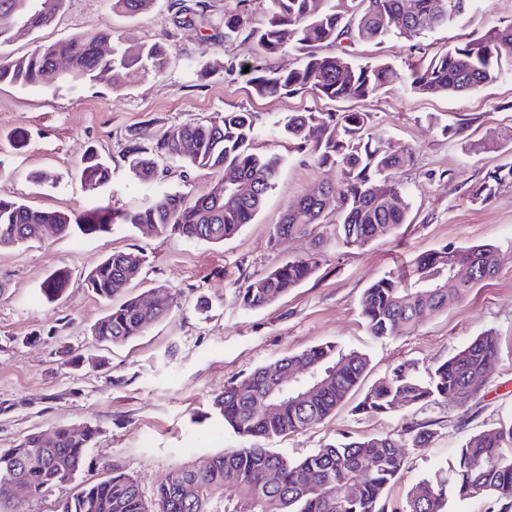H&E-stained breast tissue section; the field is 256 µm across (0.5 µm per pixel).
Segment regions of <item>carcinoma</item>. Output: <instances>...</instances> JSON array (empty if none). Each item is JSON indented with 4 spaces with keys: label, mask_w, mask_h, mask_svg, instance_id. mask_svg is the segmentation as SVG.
Segmentation results:
<instances>
[{
    "label": "carcinoma",
    "mask_w": 512,
    "mask_h": 512,
    "mask_svg": "<svg viewBox=\"0 0 512 512\" xmlns=\"http://www.w3.org/2000/svg\"><path fill=\"white\" fill-rule=\"evenodd\" d=\"M155 0H112V10L136 16ZM261 26L247 25L241 12L224 14V37L253 40L262 56L292 49L300 64L288 70L252 67L251 83L259 95L309 91L332 101L365 100L384 86L402 81L420 95H466L512 72V23L494 26L462 46L433 55L419 67L401 73L388 63L359 65L343 42L382 41L395 36L420 38L473 10L479 0H269ZM178 14L202 16L208 0H172ZM63 0H0V46L18 30L37 31L54 25ZM112 31L100 30L42 44L22 57L0 58V84L41 86L47 90L94 84L115 71L127 75L152 69L162 72L164 46L136 49L112 45ZM338 51L323 55L319 49ZM366 112H292L275 122L282 138L299 142L318 164L336 169L327 193L336 198L341 219L336 236L346 247L361 248L379 238H396L407 223L410 203L398 173L413 163L409 149L394 150L372 138ZM256 117L248 111L226 112L206 122H186L164 130L146 148L131 135L125 158L134 178L145 185L161 180L169 165L208 169L217 177L196 195L162 192L134 211L98 206L82 214L30 207L0 199V246L32 237L62 238L73 233H112L117 224L148 225L159 236L221 242L252 223L275 189L283 165L278 154L254 151ZM111 171L90 150L78 176L90 190L108 183ZM512 183V163L497 167L472 191L473 202H486L498 186ZM324 199L306 196L284 213L274 238L311 235L322 223ZM498 256L490 244L444 248L420 256L408 270L388 272L363 292L361 315L371 335L402 336L420 322L448 309V299L463 298L496 273ZM466 267L470 277L456 279L452 269ZM143 258L114 251L86 278L87 288L111 302L91 327L97 343L123 345L165 318L173 297L156 286L114 303L117 283L139 280ZM318 268L317 254L277 265L248 281L235 294L245 309L265 308L309 279ZM69 285L65 270L52 272L40 293L47 299ZM497 337L483 333L451 358L420 375L413 360L392 369L368 389L354 410L392 414L452 402L459 408L478 399L485 372L498 357ZM311 368L319 381L310 394L301 388L275 390L279 374ZM368 367L367 355L329 342L259 367L238 383L224 387L212 401L224 426L248 442L194 470H177L158 489V512H450L453 500L480 499L486 512H512V420L464 438L454 457L419 480L403 505L388 509L387 487L400 478L404 449L425 448L434 438L427 422L411 421L386 435L353 438L300 458L266 448L262 442L306 430L332 415L357 391ZM98 434L88 424L78 432L58 427L52 441L40 432L0 451V512L17 496L39 498L75 479L87 448ZM235 489L228 496L225 490ZM55 512H148L135 479L118 468L104 479L79 484L57 502Z\"/></svg>",
    "instance_id": "cac0c4a2"
}]
</instances>
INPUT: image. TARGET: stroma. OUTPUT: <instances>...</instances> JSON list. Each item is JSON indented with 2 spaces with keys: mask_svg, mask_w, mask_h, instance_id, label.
<instances>
[{
  "mask_svg": "<svg viewBox=\"0 0 512 512\" xmlns=\"http://www.w3.org/2000/svg\"><path fill=\"white\" fill-rule=\"evenodd\" d=\"M235 5L236 0H210L207 13L187 24L170 0H157L151 11L132 18L113 12L112 0H66L53 26L18 33L0 47V55L17 57L41 44L108 29L124 45L162 41L170 50L164 73H140L114 84L105 79L57 93L0 84V163L6 169L0 197L79 214L100 204L134 209L160 191L202 192L214 178L211 171L185 173L174 166L164 182H137L124 159L127 141L135 134L149 147L172 125L239 109L256 115L257 151L285 159L263 211L221 243L158 236L128 225L109 235L33 239L0 248V450L33 431L49 434L62 425L78 430L94 424L99 433L75 482L101 480L117 467L137 479L151 507L172 471L204 467L241 447L213 414L211 402L256 368L338 342L367 355L361 382L367 389L403 361H417L424 370L492 332L500 353L469 411L441 404L367 416L347 404L313 428L272 441V448L298 459L345 435H384L409 420L432 423L431 444L407 449L406 467L385 493L393 505L452 459L462 437L512 419V183L500 186L487 203L468 200L491 171L512 160L498 149L502 134L512 128V75L461 96L419 95L401 82L343 103L311 92L260 96L247 66L259 60L286 70L296 67L300 56L289 50L263 57L252 41L225 39L224 14ZM511 20L512 0H483L479 11L422 38L359 41L351 55L360 63L386 61L404 72ZM341 109L369 113L375 136L413 151V165L400 175L411 204L407 224L398 238L348 248L336 237L331 200L320 245L300 235L272 240L274 224L294 200L336 180L335 170L318 166L295 142L271 134L273 122L291 112ZM433 115L456 127V135L432 126ZM90 148L111 169L109 182L95 194L77 175ZM40 172L47 176L42 184L34 180ZM483 243L498 254L490 280L449 302L447 311L424 320L413 333L369 334L360 298L370 282L442 247ZM314 248L318 268L301 286L262 309L235 303L236 288ZM130 250L145 257L144 287H167L174 306L143 336L119 346L96 345L90 327L107 305L83 279L107 255ZM60 268L69 271L70 286L60 299L46 300L40 286Z\"/></svg>",
  "mask_w": 512,
  "mask_h": 512,
  "instance_id": "1",
  "label": "stroma"
}]
</instances>
